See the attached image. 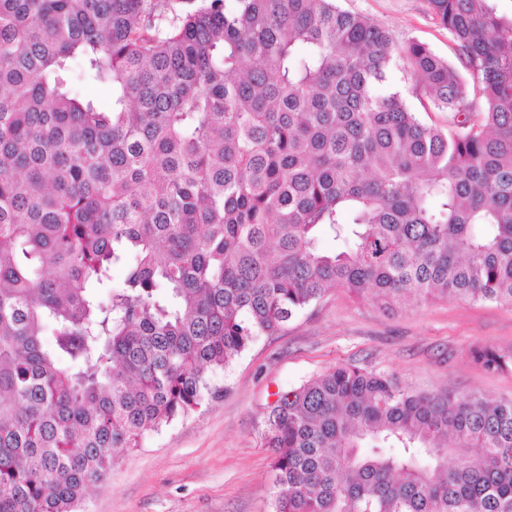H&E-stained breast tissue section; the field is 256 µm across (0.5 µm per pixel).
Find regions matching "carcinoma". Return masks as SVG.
I'll use <instances>...</instances> for the list:
<instances>
[{"instance_id": "obj_1", "label": "carcinoma", "mask_w": 512, "mask_h": 512, "mask_svg": "<svg viewBox=\"0 0 512 512\" xmlns=\"http://www.w3.org/2000/svg\"><path fill=\"white\" fill-rule=\"evenodd\" d=\"M428 4L467 75L336 0H0V512H77L331 291L512 306V18ZM265 439L273 512H512V400L339 363ZM73 86L81 95L92 99L99 107L108 109L112 106V94L103 86L84 79L78 62L73 64Z\"/></svg>"}]
</instances>
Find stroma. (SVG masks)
Instances as JSON below:
<instances>
[{"mask_svg": "<svg viewBox=\"0 0 512 512\" xmlns=\"http://www.w3.org/2000/svg\"><path fill=\"white\" fill-rule=\"evenodd\" d=\"M371 18L398 45L426 44L458 63L427 0H336ZM512 348V306L437 300L385 312L371 301L330 293L277 336H259L218 373L222 398L146 435L118 454L106 481L78 512H273L269 405L340 362L396 374L418 389L512 398V371L490 372L473 349Z\"/></svg>", "mask_w": 512, "mask_h": 512, "instance_id": "1", "label": "stroma"}]
</instances>
